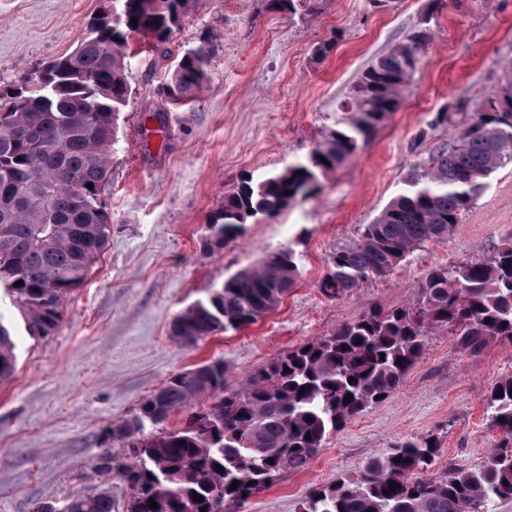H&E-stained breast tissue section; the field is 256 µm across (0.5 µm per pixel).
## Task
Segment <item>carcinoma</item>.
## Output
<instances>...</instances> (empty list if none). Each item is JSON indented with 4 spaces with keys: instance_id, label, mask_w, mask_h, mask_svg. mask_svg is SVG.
Returning <instances> with one entry per match:
<instances>
[{
    "instance_id": "carcinoma-1",
    "label": "carcinoma",
    "mask_w": 512,
    "mask_h": 512,
    "mask_svg": "<svg viewBox=\"0 0 512 512\" xmlns=\"http://www.w3.org/2000/svg\"><path fill=\"white\" fill-rule=\"evenodd\" d=\"M113 3L112 13L90 18L73 51L0 93V288L40 338L56 330L65 302L110 236L103 195L120 114L132 95L129 40L142 36L164 49L190 9V0ZM431 40L430 33L421 40L414 32L376 58L344 103V125L306 162L259 180L241 178L209 216V235L234 242L250 220L278 214L335 172L397 109L416 70L409 58L422 56ZM213 52V38L203 36L177 56L167 84L171 100L180 102L207 82ZM508 163L512 85L471 115L454 147L408 174L405 188L364 225L358 240L329 255L321 291L338 297L386 277L425 243L447 236L491 175ZM297 277L291 246L267 253L181 312L172 335L193 343L253 323L278 307ZM19 280L23 284L15 285ZM440 327L457 336L465 351L493 341L512 343V241L488 258L431 269L414 302L368 308L284 353L244 390L227 388L222 359L173 376L141 402L134 417L112 429L134 463L117 465L107 454L99 470L120 472L130 489L126 512H224L268 489L277 476L305 469L355 415L393 394ZM15 348L12 332L0 321V384L16 372ZM206 395L212 403L196 406ZM487 409L498 439L479 468L416 479L415 472L434 463L439 444L429 436L411 438L371 458L353 476L313 490L299 512H494L495 505L512 502V374L494 384ZM183 411L184 426L161 427ZM151 500L158 508H150ZM65 503L67 512L114 509L106 491L75 494Z\"/></svg>"
}]
</instances>
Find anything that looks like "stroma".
<instances>
[{
  "mask_svg": "<svg viewBox=\"0 0 512 512\" xmlns=\"http://www.w3.org/2000/svg\"><path fill=\"white\" fill-rule=\"evenodd\" d=\"M100 0H0V87L70 52ZM429 23L427 46L396 112L334 174L277 215L246 224L224 247L204 225L244 175L261 178L303 163L337 123L362 70ZM216 40L208 81L190 105L171 104L173 55L203 34ZM333 43L328 56L319 45ZM170 56L130 42L133 93L120 114L106 203L108 243L84 284L67 300L52 335L31 336L6 293L0 319L16 342L17 370L0 385V512H33L38 502L107 490L124 512L129 490L99 459L124 458L110 426L131 418L174 374L217 358L230 388L283 353L331 333L368 307L413 302L426 273L493 254L512 241V163L491 175L481 197L447 237L427 242L389 276L339 298L319 282L336 247L405 186L408 173L451 148L455 128L512 80V0H317L290 15L273 0H191ZM165 127L143 125L149 112ZM451 115L436 125V113ZM296 252L299 277L274 311L192 344L172 323L225 278L282 246ZM512 373V344L462 350L447 329L429 336L401 388L356 415L301 471L231 512H298L314 488L350 476L398 441L434 436L439 454L424 478L482 464L496 432L486 398Z\"/></svg>",
  "mask_w": 512,
  "mask_h": 512,
  "instance_id": "obj_1",
  "label": "stroma"
}]
</instances>
